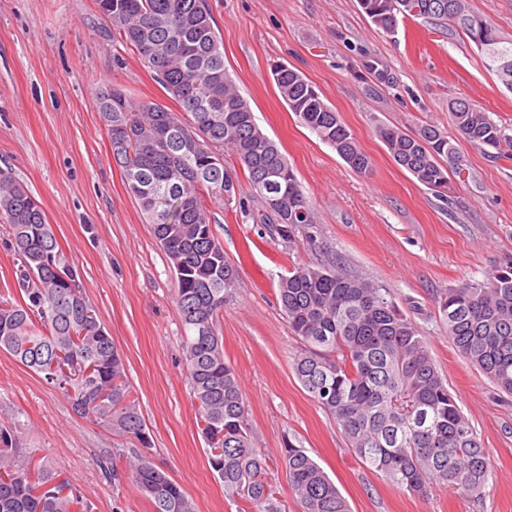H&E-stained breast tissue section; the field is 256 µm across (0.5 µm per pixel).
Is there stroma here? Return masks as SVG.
Masks as SVG:
<instances>
[{
  "label": "stroma",
  "mask_w": 512,
  "mask_h": 512,
  "mask_svg": "<svg viewBox=\"0 0 512 512\" xmlns=\"http://www.w3.org/2000/svg\"><path fill=\"white\" fill-rule=\"evenodd\" d=\"M209 3L229 75L318 220L311 243L271 235L254 219L260 205L243 173L240 205L207 204L237 270L218 326L224 358L238 373L267 482L286 512H299L278 461L289 440L307 448L351 512H512V395L457 353L438 305L446 289L484 281L512 260V157L490 158L459 135L448 102L466 98L512 126V92L468 37L443 21L407 17L388 34L359 0ZM368 60L380 61L388 82L364 74ZM276 61L301 72L339 113L372 160L369 174L353 171L290 112L270 74ZM107 83L139 101H168L97 0H0V169L41 203L63 259L122 352L153 461L181 484L196 512H238L210 468L198 425L175 278L112 158L95 99ZM383 123L447 133L456 147L445 161L452 197L439 198L393 161L376 132ZM336 261L388 288L425 336L488 454L492 475L481 499L441 485L422 498L390 483L355 458L335 419L301 385L292 362L302 344L277 303L278 282L294 267ZM1 425L64 467L91 512H153L113 463L136 440L74 413L61 393L3 352Z\"/></svg>",
  "instance_id": "1"
}]
</instances>
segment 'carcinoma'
<instances>
[{
  "label": "carcinoma",
  "mask_w": 512,
  "mask_h": 512,
  "mask_svg": "<svg viewBox=\"0 0 512 512\" xmlns=\"http://www.w3.org/2000/svg\"><path fill=\"white\" fill-rule=\"evenodd\" d=\"M386 33L400 18L452 22L512 90V38L470 12L466 0H359ZM121 39L155 73L179 105L133 100L117 86L97 93L112 157L127 193L139 205L177 282L176 308L188 334L183 361L196 400L209 464L224 495L252 512H282L264 481L266 458L255 447L235 368L224 360L220 316L236 281L207 214L206 197L233 202L231 152L247 171L263 213L260 223L291 243L316 219L287 159L262 131L224 66V47L208 0H98ZM271 74L290 111L354 171L370 157L315 86L284 63ZM451 121L471 143L501 157L512 152L508 127L471 103L448 104ZM394 162L445 196L451 191L442 158L448 136L426 125L414 134L380 125ZM304 212L302 222L293 214ZM0 216L12 229L19 257L20 297L0 298V352L13 356L60 391L72 409L138 440L125 457L132 482L154 512H194L186 491L156 467L146 423L131 395L124 358L100 324L77 271L61 258L41 204L9 171L0 170ZM279 301L305 352L294 362L305 390L341 427L354 456L411 495L444 485L481 499L491 467L476 431L448 390L425 337L390 299L388 289L339 265L302 266L281 277ZM439 305L458 354L498 391L512 395V262L482 282L442 293ZM280 463L301 512H350L336 484L305 448L287 443ZM0 512H90L83 495L47 456L22 447L0 427Z\"/></svg>",
  "instance_id": "obj_1"
}]
</instances>
